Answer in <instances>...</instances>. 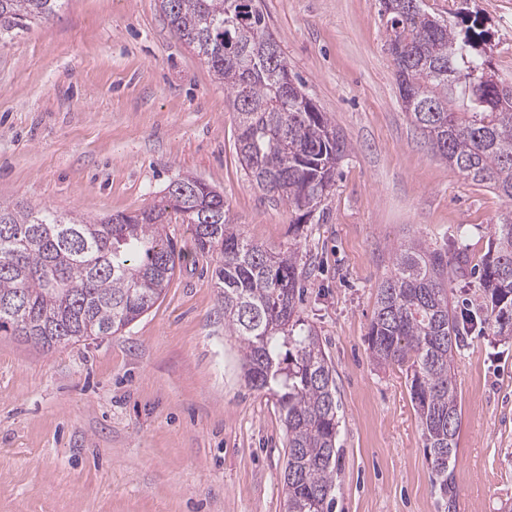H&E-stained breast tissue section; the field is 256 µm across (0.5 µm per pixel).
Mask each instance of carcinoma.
Instances as JSON below:
<instances>
[{
    "mask_svg": "<svg viewBox=\"0 0 512 512\" xmlns=\"http://www.w3.org/2000/svg\"><path fill=\"white\" fill-rule=\"evenodd\" d=\"M61 0H0V36L48 19ZM160 0L172 30L208 64L238 119L237 154L263 194L306 214L335 185L346 137L305 93L279 91L292 79L259 0ZM382 0L387 40L405 108L435 155L466 180L512 200V86L484 80L490 69L477 16L453 23L416 0ZM166 199L134 215L68 217L23 204L0 205V333L43 349L114 335L162 296L180 253L164 235L168 212L183 217L196 252L217 254L215 287L224 331L236 337L252 387L276 397L286 427V512H332L338 419L332 366L318 335L298 315L305 271L298 253L273 251L233 224L224 194L193 176L173 180ZM465 259L412 236L377 285L368 331L373 359L407 367L410 394L430 457L433 484L456 492L452 461L461 426L456 353L471 326L512 338V217L491 226L479 269L483 303L465 318L448 285Z\"/></svg>",
    "mask_w": 512,
    "mask_h": 512,
    "instance_id": "carcinoma-1",
    "label": "carcinoma"
}]
</instances>
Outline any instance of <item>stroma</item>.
Instances as JSON below:
<instances>
[{"label": "stroma", "mask_w": 512, "mask_h": 512, "mask_svg": "<svg viewBox=\"0 0 512 512\" xmlns=\"http://www.w3.org/2000/svg\"><path fill=\"white\" fill-rule=\"evenodd\" d=\"M478 13L496 76L512 83V0H425ZM303 92L352 145L318 210L264 196L237 155V118L159 0H62L0 38V203L89 218L149 208L176 177L223 192L254 242L312 273L299 315L336 388L333 512H501L512 502V339L472 330L454 361L462 409L454 499L432 484L404 368L373 361L376 286L420 237L468 264L450 301L476 309L490 227L512 200L464 179L405 112L380 0H261ZM168 288L112 336L42 350L0 335V512H285L286 431L244 378L189 227Z\"/></svg>", "instance_id": "obj_1"}]
</instances>
